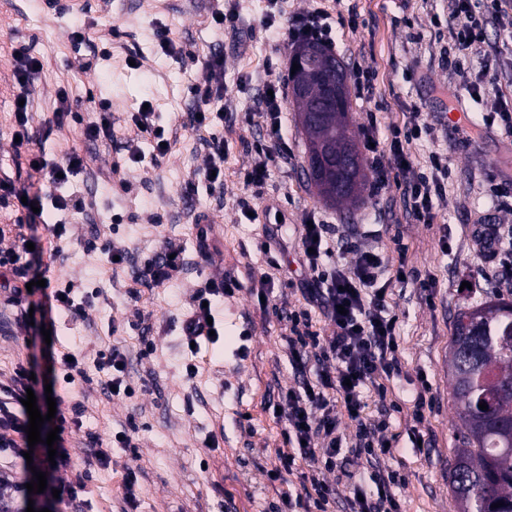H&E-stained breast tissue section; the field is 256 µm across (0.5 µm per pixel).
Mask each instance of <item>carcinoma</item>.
Returning <instances> with one entry per match:
<instances>
[{
  "mask_svg": "<svg viewBox=\"0 0 512 512\" xmlns=\"http://www.w3.org/2000/svg\"><path fill=\"white\" fill-rule=\"evenodd\" d=\"M292 83L321 94L320 65L298 60ZM328 107L304 129L310 147L339 154L349 125ZM448 373L461 423V444L448 474L461 512H512V301L493 297L459 309L448 350ZM487 404L482 410L479 404ZM503 506L495 508L493 504Z\"/></svg>",
  "mask_w": 512,
  "mask_h": 512,
  "instance_id": "obj_1",
  "label": "carcinoma"
}]
</instances>
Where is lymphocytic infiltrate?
I'll list each match as a JSON object with an SVG mask.
<instances>
[{
	"label": "lymphocytic infiltrate",
	"mask_w": 512,
	"mask_h": 512,
	"mask_svg": "<svg viewBox=\"0 0 512 512\" xmlns=\"http://www.w3.org/2000/svg\"><path fill=\"white\" fill-rule=\"evenodd\" d=\"M432 23L452 29L463 59L485 43L488 24H497L512 38V14L503 9L502 0H450L447 18L436 16ZM14 61V79L22 100L13 109L15 155L44 175L43 185L33 192L16 187L11 180H0L1 209L9 208L11 200L20 198L32 207L26 217L14 220L19 229L14 248L0 250V268L17 279L13 293L19 298L24 293V284L30 281L27 239L20 232L23 223L47 224L44 208L52 206L63 212L64 217L48 224L49 231L55 239H63L67 234L66 215L84 212L86 203L59 195L56 189L63 178L86 169L88 161L75 149L65 153L61 160L48 159L41 138L29 131L33 118L32 94L43 65L25 44L15 49ZM264 88L258 102L268 119V137L256 144L258 160L243 174L244 186L255 190L263 187L270 166L288 160L282 134L286 85L275 78L266 80ZM223 90L224 60L222 55L215 54L207 59L201 76L191 85L195 102L191 123L203 133L200 144L206 153V163L197 177L186 182V196H194L202 182L212 190L224 186V140L210 131L212 105L222 100ZM425 130V125L416 119L391 127L384 135L373 123L362 129L364 141L369 145L374 193L400 188L408 215L419 224L433 222L435 203L442 199L448 177V157L438 151L430 153L427 171L418 174L412 171L409 147ZM302 246L304 261L313 272L307 282V297L322 308L333 323L334 332L324 338L307 329L288 341L299 386L288 390L278 402L276 416L283 422L284 430L283 446L277 455L281 472L299 474L301 491L285 494L281 501L283 512H329L339 492L320 473L335 470L344 452L339 432L341 418H348L356 427L358 453L372 459L394 452L382 435L386 423L368 418L365 410L370 391L386 395L380 379L398 368L399 325L389 307L391 282L385 277L388 261L384 256L375 255L370 249L358 250L353 265L335 262L333 268H326V260L333 259L336 251L356 248L348 241L336 242L329 225L321 222L304 228ZM237 288V281L231 278L209 281L199 296V306L182 324L186 342H200V335L193 332L194 322L212 316V302L232 295ZM30 386V372L22 366L16 369L10 384L0 385V453L18 460L28 448L25 429L29 417L22 400ZM404 482V476L398 472L372 469L368 482H353L347 498L349 512H401L393 488Z\"/></svg>",
	"instance_id": "obj_1"
}]
</instances>
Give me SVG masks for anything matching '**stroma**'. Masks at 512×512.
Returning <instances> with one entry per match:
<instances>
[{"instance_id":"35a3bbf8","label":"stroma","mask_w":512,"mask_h":512,"mask_svg":"<svg viewBox=\"0 0 512 512\" xmlns=\"http://www.w3.org/2000/svg\"><path fill=\"white\" fill-rule=\"evenodd\" d=\"M87 14L40 12L36 0H0V180L16 186L43 181L42 173L16 165L10 112L15 94L13 47L33 44L43 70L36 86L35 130L41 131L57 106L58 90L71 99L94 95L108 103L114 138L105 147L85 141L82 126L50 133L49 157L69 148L86 155V170L64 184L62 195L93 201L91 211L73 215L63 241L37 228L39 262L51 283L70 282L98 288L85 317L55 315V343L41 333L45 320L18 325L9 302V272H0V383H10L18 366L35 374L34 389H45L52 357L80 356L86 381L56 379L54 395L63 405L83 403L87 413L79 431H64L69 457L60 478H88L80 494L82 512H122V477L140 473L137 512H273L285 493L300 490L299 475L271 480L283 445L282 423L272 403L296 387L288 358V314L308 310L314 330L332 336L334 327L309 307L303 285L309 271L302 262L301 233L309 220H324L340 234L435 279L432 297L414 284H394L391 305L399 318L401 372L390 379L386 398L368 397L369 417L381 415L383 403L398 404L390 417L396 452L380 456L381 468L404 474L396 494L403 512H459L448 485V468L460 445L448 376V347L459 307L492 295L512 300V279L497 270L498 261L483 255L476 230L483 224L512 226V210L501 206L512 196V131L494 123L495 113L512 111V43L497 26L473 52L464 70L455 56L449 30L437 31L434 16L448 12V0H285L276 24L320 10L335 26L334 53L345 68L372 69L377 79L369 95L351 96L349 121L360 132L369 118L379 130L403 125L421 112L430 133L410 147L413 167L425 170L430 151L448 155L444 200L430 224L410 220L398 192L373 195L364 187L355 201L326 203L308 180L306 135L293 100L283 108L282 132L289 163L271 168L261 195L244 187L241 174L256 161L251 146L262 138L266 121L254 102L267 79V65L287 77L296 48L264 30L267 0H90ZM236 8V30L211 22L218 9ZM96 24L98 47L112 58L93 69L82 67L89 47L75 48L74 34ZM170 30L172 50L156 43V28ZM224 57V187L199 190L186 201V181L205 165L200 131L190 125L195 102L190 85L212 52ZM151 103L157 121L171 129V148L151 163L150 141H139L142 162L130 160L128 117ZM121 164L113 174V164ZM249 199L253 219H245L238 199ZM205 215L215 226L218 248L208 263L197 264L195 218ZM99 238L130 247L129 262L111 264L107 254L87 251ZM185 250L186 263L160 284L135 276L166 244ZM227 276L240 288L215 308L219 334L190 353L180 334L183 319L208 279ZM270 277L263 288L262 277ZM119 346L127 357L131 396L105 397L95 366L99 351ZM195 364V378L186 367ZM432 400L422 424L411 418L420 390ZM136 421L133 448L112 450L109 470H89L88 435L112 443ZM429 433L427 447L413 445V429Z\"/></svg>"}]
</instances>
